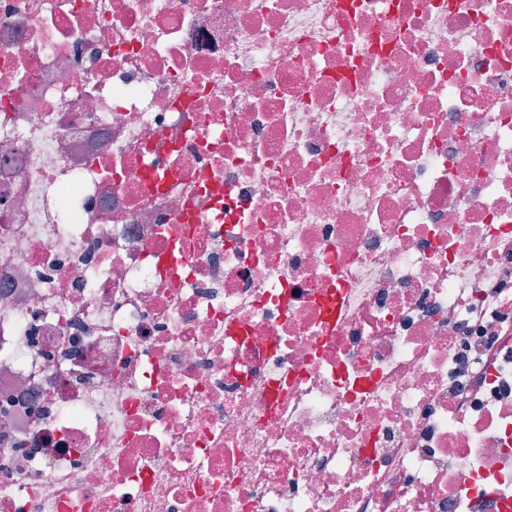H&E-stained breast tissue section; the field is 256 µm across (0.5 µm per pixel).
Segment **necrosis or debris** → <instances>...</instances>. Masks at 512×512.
<instances>
[{
	"label": "necrosis or debris",
	"mask_w": 512,
	"mask_h": 512,
	"mask_svg": "<svg viewBox=\"0 0 512 512\" xmlns=\"http://www.w3.org/2000/svg\"><path fill=\"white\" fill-rule=\"evenodd\" d=\"M488 278L512 0H0V512H502Z\"/></svg>",
	"instance_id": "4bbe7bcc"
}]
</instances>
